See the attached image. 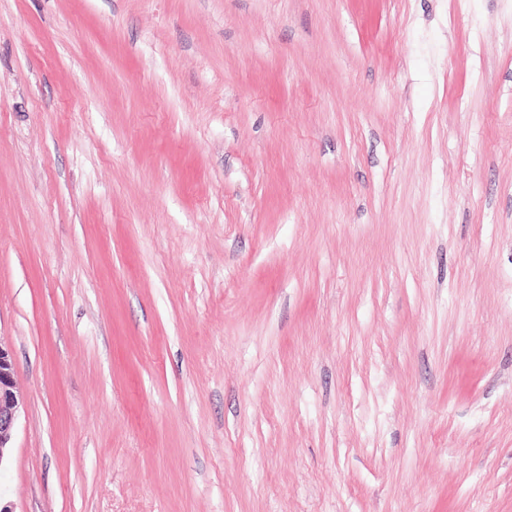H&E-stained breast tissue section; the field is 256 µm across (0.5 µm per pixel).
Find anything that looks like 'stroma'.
<instances>
[{
    "mask_svg": "<svg viewBox=\"0 0 512 512\" xmlns=\"http://www.w3.org/2000/svg\"><path fill=\"white\" fill-rule=\"evenodd\" d=\"M14 512H512V0H0Z\"/></svg>",
    "mask_w": 512,
    "mask_h": 512,
    "instance_id": "obj_1",
    "label": "stroma"
}]
</instances>
